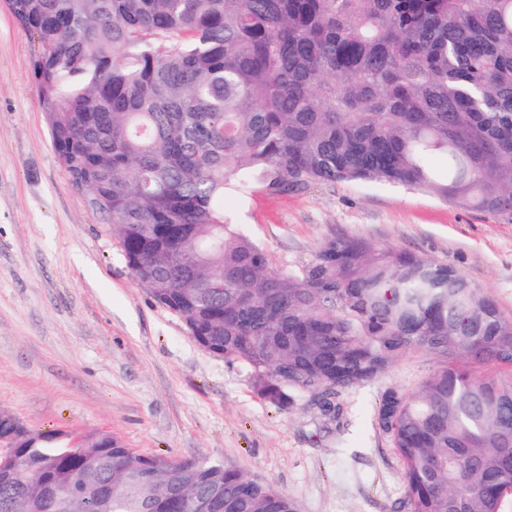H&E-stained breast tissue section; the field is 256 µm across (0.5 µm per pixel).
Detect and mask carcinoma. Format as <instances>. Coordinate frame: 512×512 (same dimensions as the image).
<instances>
[{"instance_id": "carcinoma-1", "label": "carcinoma", "mask_w": 512, "mask_h": 512, "mask_svg": "<svg viewBox=\"0 0 512 512\" xmlns=\"http://www.w3.org/2000/svg\"><path fill=\"white\" fill-rule=\"evenodd\" d=\"M37 39L39 106L71 185L129 269L279 409L328 419L400 358L437 363L374 422L403 512H501L512 496V319L451 267L357 237L271 274L230 190L388 183L512 219V0H7ZM31 468L0 512H300L207 458L77 443L0 410Z\"/></svg>"}]
</instances>
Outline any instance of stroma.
<instances>
[{
  "mask_svg": "<svg viewBox=\"0 0 512 512\" xmlns=\"http://www.w3.org/2000/svg\"><path fill=\"white\" fill-rule=\"evenodd\" d=\"M36 40L0 0V409L28 428L105 432L139 455L207 457L262 479L302 512H395L403 464L374 427L378 396L415 390L431 357H403L344 396L337 431L307 400L281 410L198 346L129 270L109 219L69 183L32 75ZM224 210L281 273L360 237L458 270L512 317V221L385 183L229 192Z\"/></svg>",
  "mask_w": 512,
  "mask_h": 512,
  "instance_id": "1",
  "label": "stroma"
}]
</instances>
